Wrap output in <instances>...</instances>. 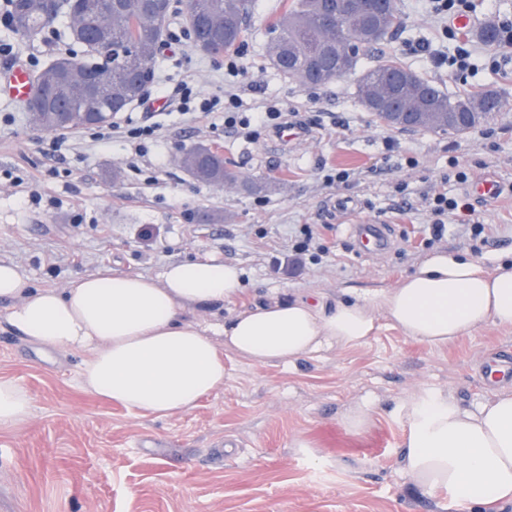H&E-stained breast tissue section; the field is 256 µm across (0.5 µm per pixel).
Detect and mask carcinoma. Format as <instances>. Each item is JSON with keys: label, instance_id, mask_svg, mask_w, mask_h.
Masks as SVG:
<instances>
[{"label": "carcinoma", "instance_id": "cac0c4a2", "mask_svg": "<svg viewBox=\"0 0 512 512\" xmlns=\"http://www.w3.org/2000/svg\"><path fill=\"white\" fill-rule=\"evenodd\" d=\"M188 7L205 18L195 46L210 53L236 47L245 32L250 0H187ZM338 0H291L271 23L267 54L280 77L286 81L322 84L355 73L360 56L371 55L372 64L363 68L357 82L361 101L380 102L404 114L416 113L415 122L387 124L399 130L461 135L448 124V114L467 108L476 113L467 131L494 120L502 107V96L483 90L450 96L441 87L402 66L384 54H373L400 24L396 0H386L385 18L379 29L365 27ZM147 0H125L121 13L99 12L67 17L89 32L112 41V61L104 64L87 59H70L61 67L53 61L35 74L34 91L26 104L27 121L46 131L84 126L89 119L78 114L107 108L138 93L136 81H151L157 54L166 36L164 16L145 8ZM10 29L33 36L54 24L42 0L11 4ZM409 73L410 81L396 88V77ZM181 164L198 181L222 185L233 183L237 174L224 166V156L204 145L187 150Z\"/></svg>", "mask_w": 512, "mask_h": 512}]
</instances>
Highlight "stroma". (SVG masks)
Returning <instances> with one entry per match:
<instances>
[{
  "label": "stroma",
  "mask_w": 512,
  "mask_h": 512,
  "mask_svg": "<svg viewBox=\"0 0 512 512\" xmlns=\"http://www.w3.org/2000/svg\"><path fill=\"white\" fill-rule=\"evenodd\" d=\"M284 3L252 0L233 77L223 56L193 47L183 0H174L147 92L185 82L203 98L236 95L245 113L278 108L312 131L289 150L272 148L268 129L248 140L218 116H164L144 158H131L121 138L98 144L79 128L65 131L68 148L56 154L54 133L30 126L24 104L0 93V262L58 289L104 266L153 276L164 263L203 256L235 264L245 286L235 303L183 312L206 325L276 292L346 300L390 288L435 249L489 266L512 259V66L496 68L494 58L512 45L491 49L434 17L427 0H397L402 25L382 44L385 55L447 92L504 97L494 121L464 135L397 131L365 109L356 76L320 85L280 78L266 30ZM1 42L14 53L0 55V73L18 62L39 70L74 50L59 23L31 37L0 24ZM461 46L470 71L436 64ZM197 145L218 147L237 182L209 185L187 172L180 156ZM484 176L504 186L494 201L470 202L468 221L484 225V239L432 241L426 195L444 181L463 198ZM368 222L391 227L393 245L377 258L353 245L352 225ZM300 224L329 247L327 261L293 260L288 238ZM506 348L512 327L431 347L383 318L358 347L267 365L226 355L222 391L155 417L88 393L82 355L31 343L0 318V376L33 399L23 430H0V512H457L447 491L427 494L406 475L405 422L393 408L432 388L467 408L493 398L483 361ZM365 403L369 426L347 432L345 413ZM218 446L220 462L208 454Z\"/></svg>",
  "instance_id": "obj_1"
}]
</instances>
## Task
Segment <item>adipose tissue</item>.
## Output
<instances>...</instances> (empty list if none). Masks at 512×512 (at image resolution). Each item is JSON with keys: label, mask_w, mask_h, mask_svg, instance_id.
I'll return each instance as SVG.
<instances>
[{"label": "adipose tissue", "mask_w": 512, "mask_h": 512, "mask_svg": "<svg viewBox=\"0 0 512 512\" xmlns=\"http://www.w3.org/2000/svg\"><path fill=\"white\" fill-rule=\"evenodd\" d=\"M244 291L241 270L214 258L168 262L146 277L102 267L67 288L37 287L0 263V313L31 342L83 355L84 389L128 409L168 416L224 387V356L289 363L331 347H357L378 317L433 347L494 324L512 327V263L486 268L443 251L396 286L347 301L273 295L203 327L185 307L220 308ZM404 470L424 491H448L458 512H499L512 502V395L463 407L440 390L401 400ZM28 391L0 378V429L25 427Z\"/></svg>", "instance_id": "obj_1"}]
</instances>
